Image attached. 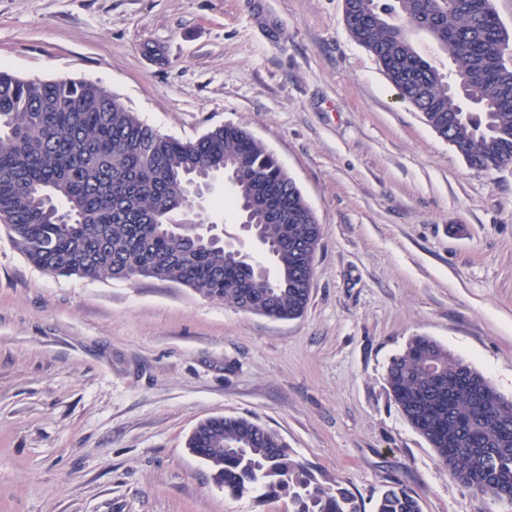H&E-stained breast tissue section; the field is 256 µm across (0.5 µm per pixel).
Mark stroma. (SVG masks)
<instances>
[{"label":"stroma","mask_w":512,"mask_h":512,"mask_svg":"<svg viewBox=\"0 0 512 512\" xmlns=\"http://www.w3.org/2000/svg\"><path fill=\"white\" fill-rule=\"evenodd\" d=\"M0 70L88 80L160 133L261 142L321 227L311 296L273 319L183 285L61 276L0 225V512H288L235 497L191 454L243 416L372 512H512L453 478L386 383L426 336L512 401V167L486 172L400 99L344 0H0ZM210 221L269 256L221 203ZM374 512H421L419 501L408 490L392 486L378 498Z\"/></svg>","instance_id":"stroma-1"}]
</instances>
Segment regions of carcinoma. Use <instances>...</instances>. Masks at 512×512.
<instances>
[{
	"label": "carcinoma",
	"instance_id": "obj_1",
	"mask_svg": "<svg viewBox=\"0 0 512 512\" xmlns=\"http://www.w3.org/2000/svg\"><path fill=\"white\" fill-rule=\"evenodd\" d=\"M353 37L378 60L400 96L486 171L512 166V42L493 0H345ZM429 29L437 67L411 37ZM462 82L471 111L448 92ZM233 170L236 212L257 225L273 258L267 279L237 250L192 224L197 174ZM0 223L39 269L57 275L175 281L247 312L297 318L304 312L321 228L295 182L245 129L209 130L195 141L163 135L89 81H34L0 71ZM387 385L407 421L451 476L512 502V402L436 341L412 338L388 367ZM233 496H285L289 512H362L347 489L326 485L281 437L246 417L200 424L189 440ZM374 512H421L392 486Z\"/></svg>",
	"mask_w": 512,
	"mask_h": 512
}]
</instances>
